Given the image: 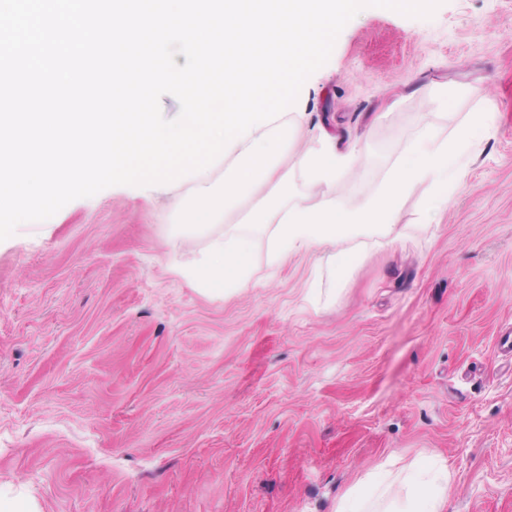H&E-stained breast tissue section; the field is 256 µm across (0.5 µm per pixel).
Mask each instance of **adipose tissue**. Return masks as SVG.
<instances>
[{
	"instance_id": "ef3b65f1",
	"label": "adipose tissue",
	"mask_w": 512,
	"mask_h": 512,
	"mask_svg": "<svg viewBox=\"0 0 512 512\" xmlns=\"http://www.w3.org/2000/svg\"><path fill=\"white\" fill-rule=\"evenodd\" d=\"M450 490L448 470L417 463L404 477L369 481L367 491L341 499L336 512H445Z\"/></svg>"
}]
</instances>
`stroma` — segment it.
I'll return each mask as SVG.
<instances>
[{"instance_id":"1","label":"stroma","mask_w":512,"mask_h":512,"mask_svg":"<svg viewBox=\"0 0 512 512\" xmlns=\"http://www.w3.org/2000/svg\"><path fill=\"white\" fill-rule=\"evenodd\" d=\"M296 103L294 151L370 141L340 197L373 194L421 128L497 119L432 221L409 199L404 234L341 270L323 247L275 271L256 251L222 298L171 270L206 246L162 210L189 185L20 225L0 241V486L41 512H335L427 459L453 476L446 512H512V0L363 8Z\"/></svg>"}]
</instances>
